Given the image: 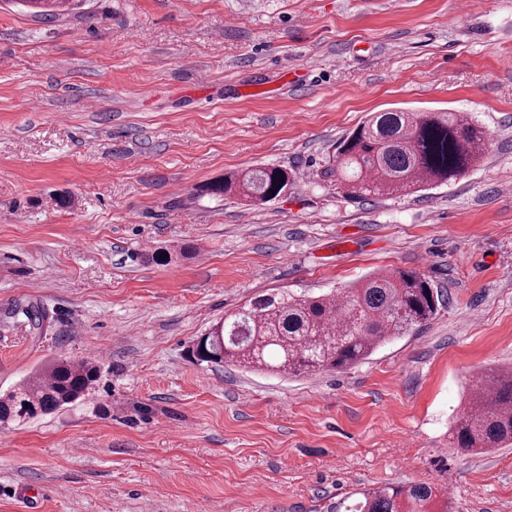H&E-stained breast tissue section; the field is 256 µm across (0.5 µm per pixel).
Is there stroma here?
<instances>
[{
	"label": "stroma",
	"mask_w": 512,
	"mask_h": 512,
	"mask_svg": "<svg viewBox=\"0 0 512 512\" xmlns=\"http://www.w3.org/2000/svg\"><path fill=\"white\" fill-rule=\"evenodd\" d=\"M469 2L86 0L93 21L38 23L0 0V393L58 358L100 369L0 426V512H326L391 483L512 512V446L449 444L466 383L512 365V0ZM396 107L469 113L482 163L396 196L319 180ZM261 164L287 196L198 193ZM395 269L446 303L353 367L189 355L251 296Z\"/></svg>",
	"instance_id": "1"
}]
</instances>
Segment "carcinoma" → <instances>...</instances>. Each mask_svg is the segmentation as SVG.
Masks as SVG:
<instances>
[{"label": "carcinoma", "instance_id": "1", "mask_svg": "<svg viewBox=\"0 0 512 512\" xmlns=\"http://www.w3.org/2000/svg\"><path fill=\"white\" fill-rule=\"evenodd\" d=\"M38 23L65 11L88 18L83 0H15ZM487 134L466 112L387 109L372 113L336 145L320 177L351 198L397 195L440 185L476 167ZM292 174L260 166L224 176L203 192L241 194L265 204L288 192ZM443 305L441 291L415 270L365 276L336 294L270 292L224 316L195 343L200 363L233 364L293 376L340 370L388 340L425 326ZM89 361H55L0 394V424L24 423L79 400L98 380ZM455 447L476 453L512 445V369H493L468 385L452 428ZM350 512H448L442 489L388 484L362 494Z\"/></svg>", "mask_w": 512, "mask_h": 512}]
</instances>
